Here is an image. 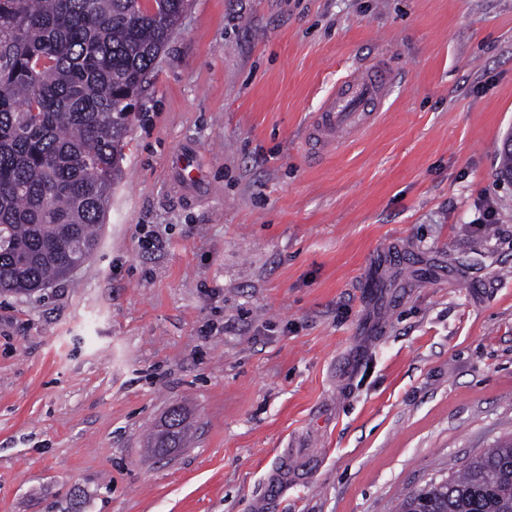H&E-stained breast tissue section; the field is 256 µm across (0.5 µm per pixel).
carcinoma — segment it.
Returning a JSON list of instances; mask_svg holds the SVG:
<instances>
[{
	"instance_id": "carcinoma-1",
	"label": "carcinoma",
	"mask_w": 512,
	"mask_h": 512,
	"mask_svg": "<svg viewBox=\"0 0 512 512\" xmlns=\"http://www.w3.org/2000/svg\"><path fill=\"white\" fill-rule=\"evenodd\" d=\"M187 0H0V292L29 295L97 246L133 101ZM185 418L153 435L179 447ZM397 512H512V438Z\"/></svg>"
}]
</instances>
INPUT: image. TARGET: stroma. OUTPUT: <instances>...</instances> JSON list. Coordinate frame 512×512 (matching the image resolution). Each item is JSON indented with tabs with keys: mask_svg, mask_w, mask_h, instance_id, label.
I'll return each mask as SVG.
<instances>
[{
	"mask_svg": "<svg viewBox=\"0 0 512 512\" xmlns=\"http://www.w3.org/2000/svg\"><path fill=\"white\" fill-rule=\"evenodd\" d=\"M375 60L380 119L310 157ZM510 130L512 0H190L96 250L0 294V512H395L512 437ZM394 81L395 73L384 61L358 66L312 116L307 139L313 153L323 154L368 128ZM188 166L179 165L176 172L173 173L172 180L174 185L182 192L187 194H197L203 188L201 185V177L194 172L187 173ZM179 410V419L174 424L168 420L167 415L164 429L153 435L150 448H154L158 452H164L167 451V448H178L182 444L185 439L186 426L181 408Z\"/></svg>",
	"mask_w": 512,
	"mask_h": 512,
	"instance_id": "stroma-1",
	"label": "stroma"
}]
</instances>
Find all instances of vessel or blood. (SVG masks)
Segmentation results:
<instances>
[{
    "label": "vessel or blood",
    "mask_w": 512,
    "mask_h": 512,
    "mask_svg": "<svg viewBox=\"0 0 512 512\" xmlns=\"http://www.w3.org/2000/svg\"><path fill=\"white\" fill-rule=\"evenodd\" d=\"M394 81L395 73L385 62L358 66L312 116L307 139L314 152L336 148L368 128Z\"/></svg>",
    "instance_id": "obj_1"
}]
</instances>
